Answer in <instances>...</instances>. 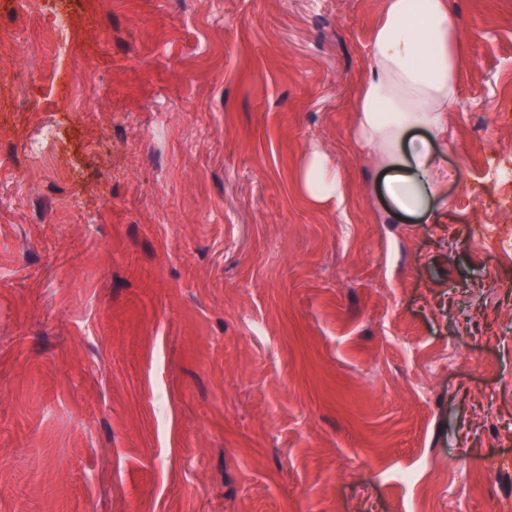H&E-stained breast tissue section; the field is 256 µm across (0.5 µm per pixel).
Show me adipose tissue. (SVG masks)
Here are the masks:
<instances>
[{
	"label": "adipose tissue",
	"mask_w": 512,
	"mask_h": 512,
	"mask_svg": "<svg viewBox=\"0 0 512 512\" xmlns=\"http://www.w3.org/2000/svg\"><path fill=\"white\" fill-rule=\"evenodd\" d=\"M461 28L448 0H382L356 90L354 139L384 173L391 209L432 218L446 189L433 176L448 153V115L462 105ZM316 201L344 200L347 186L312 152L302 175Z\"/></svg>",
	"instance_id": "1"
}]
</instances>
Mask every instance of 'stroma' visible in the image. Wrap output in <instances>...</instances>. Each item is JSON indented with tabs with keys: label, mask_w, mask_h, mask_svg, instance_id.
<instances>
[{
	"label": "stroma",
	"mask_w": 512,
	"mask_h": 512,
	"mask_svg": "<svg viewBox=\"0 0 512 512\" xmlns=\"http://www.w3.org/2000/svg\"><path fill=\"white\" fill-rule=\"evenodd\" d=\"M380 5L0 0V512H512V0H448V205L392 224ZM303 184L308 195L315 201L336 197L343 201L347 194V186L338 171L331 172L324 155L313 151L302 175Z\"/></svg>",
	"instance_id": "35a3bbf8"
}]
</instances>
